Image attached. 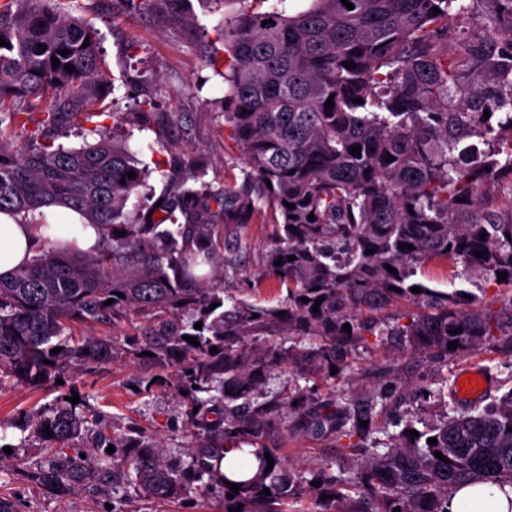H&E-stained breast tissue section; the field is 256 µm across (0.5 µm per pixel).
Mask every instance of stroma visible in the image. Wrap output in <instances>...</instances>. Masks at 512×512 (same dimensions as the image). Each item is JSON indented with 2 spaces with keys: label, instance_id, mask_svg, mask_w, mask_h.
<instances>
[{
  "label": "stroma",
  "instance_id": "35a3bbf8",
  "mask_svg": "<svg viewBox=\"0 0 512 512\" xmlns=\"http://www.w3.org/2000/svg\"><path fill=\"white\" fill-rule=\"evenodd\" d=\"M59 2L62 12L92 24L102 34L106 78L98 122L108 127L113 116H120L123 131L131 135V151L151 171L150 185L162 190L166 182L176 181L200 164L214 187L241 188L249 169L224 117L229 84L209 60L223 48L218 30L226 21L241 12L269 10L271 0H183L179 12L160 4L139 16L128 15L124 0ZM145 100L152 101L156 119L142 130L134 127L130 113ZM214 233L224 245L208 287L264 309L285 306L287 288L266 267V255L279 234L271 215H258L250 224L219 226ZM449 267L445 259L428 261L418 267L416 279L443 291L454 287L468 291L478 297L481 311L490 310L499 317L512 313V302L486 287L482 276L449 283ZM148 324V318L139 317L112 326L76 325L77 334L113 339L112 363L91 373L80 366L70 368L58 384L33 387L9 381L0 388V442L10 448L9 454L0 456V512H224L223 490L197 482L174 499L157 501L130 486L51 493L31 476L46 456L33 432L32 416L72 395L96 415L97 431L119 436L134 430L159 444L169 462H190L199 431L176 390L175 370L134 347L135 337ZM351 361V372L331 379L309 367L298 375L285 374L277 386L279 395L288 397L299 388L318 395L343 390L364 400L389 380L413 393L444 375L456 379L469 367L484 368L491 375L481 404L512 390V345L505 342L448 357L442 364L416 354L400 337H371L356 347ZM261 444L277 449L296 475L307 481L324 461L340 458L342 453L334 436L317 435L300 426L274 428Z\"/></svg>",
  "mask_w": 512,
  "mask_h": 512
}]
</instances>
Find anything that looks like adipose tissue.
<instances>
[{"label": "adipose tissue", "mask_w": 512, "mask_h": 512, "mask_svg": "<svg viewBox=\"0 0 512 512\" xmlns=\"http://www.w3.org/2000/svg\"><path fill=\"white\" fill-rule=\"evenodd\" d=\"M46 213L51 220L45 224H20L0 213V278L9 277L32 259L40 239L83 253L100 248L102 232L97 226L82 223L78 215L63 207H48ZM448 512H512V485L477 482L453 487Z\"/></svg>", "instance_id": "1"}]
</instances>
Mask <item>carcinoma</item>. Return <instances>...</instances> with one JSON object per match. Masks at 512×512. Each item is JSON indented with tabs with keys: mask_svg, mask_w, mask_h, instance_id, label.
<instances>
[{
	"mask_svg": "<svg viewBox=\"0 0 512 512\" xmlns=\"http://www.w3.org/2000/svg\"><path fill=\"white\" fill-rule=\"evenodd\" d=\"M50 2L0 0V40L8 43L0 45V213L25 224L43 207L63 206L100 226L103 239L91 254L46 241L29 263L0 280V380L47 385L73 366L112 361V339L76 336L71 325L113 324L133 312L155 321L137 342L177 368L189 416L209 404L224 412L202 425L203 441L182 470L167 465L161 449L140 435L103 434L94 445L96 469L90 454L72 447L88 416L61 400L32 420L47 451L38 482L58 493L132 485L158 500L194 482H218L243 504L241 512H287L303 481L277 449H258L259 472L235 493L207 459L256 444L273 423L300 422L350 439L344 456L361 460L356 468L330 460L317 472L319 489L339 499L336 512H448L456 485L512 484V390L476 413L456 410L426 424L416 437L407 420L388 443L372 439L383 431L376 408L394 397L388 388L363 408L331 394L307 421L305 392L265 400L256 392L260 381L286 373L297 355L327 374L347 371L366 332L402 336L418 352L445 356L493 347L500 336L512 339V317L495 320L472 308L463 290L412 280L417 266L445 258L449 282L478 272L508 288L512 303V0H485L491 22L485 43L462 45L455 61L444 46L467 10L462 0H349L352 10L341 0H312L291 16L277 9L238 15L220 33L231 54L229 72L215 57L210 65L229 83L225 119L250 168L248 185L214 189L199 170L131 210L147 172L135 165L127 142L97 127L98 141L66 149L46 134L65 116H99L95 103L105 75L98 29ZM462 62L474 83L490 80L498 91L484 102L479 90L454 101ZM67 64L75 70H64ZM48 97L54 108L32 130L31 113L8 106ZM18 133L29 145L5 147L3 139ZM356 145L358 157L351 154ZM261 201L278 211L283 234L266 266L287 285L288 306L258 309L236 301L226 310L224 297L199 274L217 253L212 227L249 223ZM157 212L162 217L154 218ZM402 243L413 248L401 250ZM415 287L422 292H412ZM109 299L114 303L106 304ZM397 300L412 302L419 314L379 331L363 318ZM273 324L288 327L292 345L257 356L247 351L242 338ZM455 340L458 346L448 348ZM56 347L61 351L51 353ZM431 437L437 444L427 442ZM111 444L121 453L118 466L110 463ZM267 454L274 459L269 472ZM354 487L368 492L354 498L347 494Z\"/></svg>",
	"mask_w": 512,
	"mask_h": 512,
	"instance_id": "1",
	"label": "carcinoma"
}]
</instances>
